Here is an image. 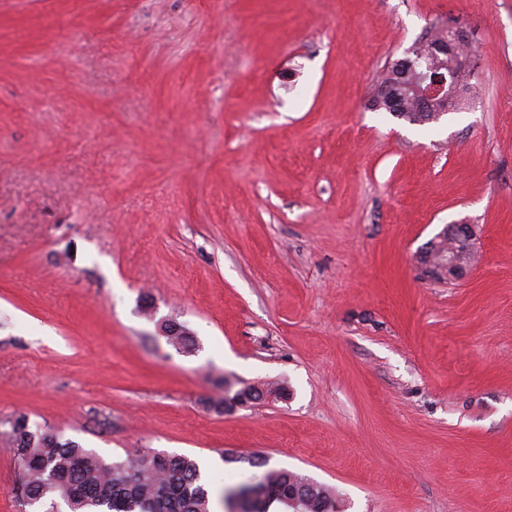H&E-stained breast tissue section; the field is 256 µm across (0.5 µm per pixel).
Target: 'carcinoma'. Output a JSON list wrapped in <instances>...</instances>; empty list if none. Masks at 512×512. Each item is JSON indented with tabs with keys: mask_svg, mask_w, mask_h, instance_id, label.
I'll use <instances>...</instances> for the list:
<instances>
[{
	"mask_svg": "<svg viewBox=\"0 0 512 512\" xmlns=\"http://www.w3.org/2000/svg\"><path fill=\"white\" fill-rule=\"evenodd\" d=\"M168 340L188 348L182 325L163 324ZM14 448L20 467L16 495L30 507L49 496L63 500L70 512H209L208 491L198 462L188 456L137 451L108 462L55 430L30 425L24 413L12 416ZM257 490L246 512L288 508V489L299 491L298 512H336L335 492L287 470H270L257 484H241L227 497Z\"/></svg>",
	"mask_w": 512,
	"mask_h": 512,
	"instance_id": "cac0c4a2",
	"label": "carcinoma"
}]
</instances>
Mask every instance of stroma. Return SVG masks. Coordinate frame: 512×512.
Instances as JSON below:
<instances>
[{
  "label": "stroma",
  "instance_id": "35a3bbf8",
  "mask_svg": "<svg viewBox=\"0 0 512 512\" xmlns=\"http://www.w3.org/2000/svg\"><path fill=\"white\" fill-rule=\"evenodd\" d=\"M451 25L458 105L373 107ZM459 221L480 262L427 278ZM224 378L272 395L219 411ZM18 411L193 457L210 512L269 468L341 512H512V0H0V512ZM479 238L474 224L456 222L445 225L419 256L424 272L431 278L462 279L474 266Z\"/></svg>",
  "mask_w": 512,
  "mask_h": 512
}]
</instances>
